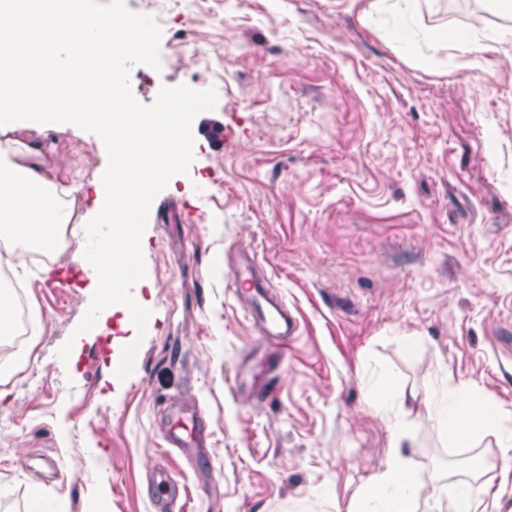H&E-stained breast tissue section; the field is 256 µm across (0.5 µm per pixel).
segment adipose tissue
I'll use <instances>...</instances> for the list:
<instances>
[{"mask_svg":"<svg viewBox=\"0 0 512 512\" xmlns=\"http://www.w3.org/2000/svg\"><path fill=\"white\" fill-rule=\"evenodd\" d=\"M417 2L371 0L365 18L389 33H402L429 61L433 58L430 41L415 22ZM86 193L78 174L58 180L37 146L16 138L13 132L0 133V263L23 244L50 253L52 264L72 263L73 251L59 244L55 231L79 223L80 198ZM366 384L372 392L373 408L391 429L393 451L376 474L371 490L360 498L356 512H411V504L420 499L423 489L408 479L409 460L402 454L403 447L418 445L403 417L407 388L374 372L367 376ZM419 397L440 452H447L462 438L478 441L487 435L495 436L499 447L512 448V412L499 409L447 368L437 370Z\"/></svg>","mask_w":512,"mask_h":512,"instance_id":"adipose-tissue-1","label":"adipose tissue"}]
</instances>
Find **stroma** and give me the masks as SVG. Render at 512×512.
Wrapping results in <instances>:
<instances>
[{
    "label": "stroma",
    "mask_w": 512,
    "mask_h": 512,
    "mask_svg": "<svg viewBox=\"0 0 512 512\" xmlns=\"http://www.w3.org/2000/svg\"><path fill=\"white\" fill-rule=\"evenodd\" d=\"M507 29H449L429 0L423 29L445 65L423 62L362 14L370 0H124L162 29L160 69L134 66L135 98L161 87L214 89L192 123L195 152L155 199L142 237L145 339L121 313L81 333L86 274L59 287L27 270L31 329L0 337V512H27L46 492L62 512H151L149 474L166 462L188 512H294L331 488V512H353L391 452L367 407L379 368L424 387L448 367L512 410V0ZM60 170L104 173V143L23 131ZM252 249L300 319L264 386L238 392L266 343L215 270ZM68 360L58 356L65 342ZM136 366L119 379L125 347ZM195 400L207 456L192 468L164 437L166 409ZM409 476L428 482L438 451L420 401L407 400ZM448 493L474 485L486 512H512V469L493 436L452 448Z\"/></svg>",
    "instance_id": "obj_1"
}]
</instances>
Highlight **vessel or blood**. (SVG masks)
Masks as SVG:
<instances>
[{
  "instance_id": "b4317fda",
  "label": "vessel or blood",
  "mask_w": 512,
  "mask_h": 512,
  "mask_svg": "<svg viewBox=\"0 0 512 512\" xmlns=\"http://www.w3.org/2000/svg\"><path fill=\"white\" fill-rule=\"evenodd\" d=\"M223 266L228 285L250 321L271 347L276 358H284L299 331V320L284 297L273 289L259 270L257 256L248 248L228 254ZM205 428V417L199 407L179 410L168 419L170 440L181 446L190 462L197 464ZM153 494L150 498L155 512H168L181 496V484L167 470L153 472Z\"/></svg>"
}]
</instances>
